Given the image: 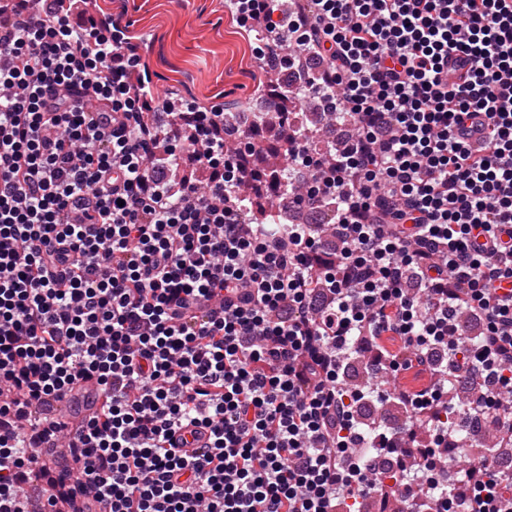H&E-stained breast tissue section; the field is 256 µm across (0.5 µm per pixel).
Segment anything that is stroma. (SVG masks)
<instances>
[{"mask_svg":"<svg viewBox=\"0 0 512 512\" xmlns=\"http://www.w3.org/2000/svg\"><path fill=\"white\" fill-rule=\"evenodd\" d=\"M148 38L146 57L159 94L204 105L249 103L261 77L251 40L224 0H95Z\"/></svg>","mask_w":512,"mask_h":512,"instance_id":"35a3bbf8","label":"stroma"}]
</instances>
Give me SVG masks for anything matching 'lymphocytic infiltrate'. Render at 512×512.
Here are the masks:
<instances>
[{
    "label": "lymphocytic infiltrate",
    "instance_id": "obj_1",
    "mask_svg": "<svg viewBox=\"0 0 512 512\" xmlns=\"http://www.w3.org/2000/svg\"><path fill=\"white\" fill-rule=\"evenodd\" d=\"M90 0H0V512L78 490L109 512H506L512 448V0H224L273 80L258 134L155 96L140 37ZM186 150L205 189L177 178ZM375 376L407 419L362 425ZM96 379L72 436L46 399ZM469 385L442 423L449 382ZM206 435L189 452L175 431ZM395 456L384 478L359 443Z\"/></svg>",
    "mask_w": 512,
    "mask_h": 512
}]
</instances>
